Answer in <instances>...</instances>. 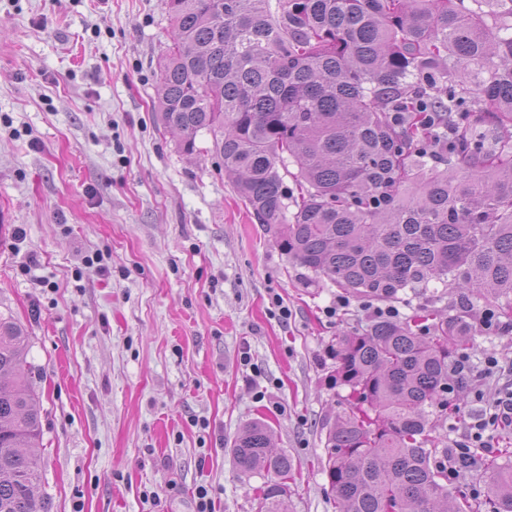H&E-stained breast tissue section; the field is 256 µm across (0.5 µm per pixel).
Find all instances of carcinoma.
<instances>
[{
	"mask_svg": "<svg viewBox=\"0 0 512 512\" xmlns=\"http://www.w3.org/2000/svg\"><path fill=\"white\" fill-rule=\"evenodd\" d=\"M174 28L158 115L225 176L288 259L340 291L394 302L440 285L512 321V0H162ZM403 112V122L395 113ZM423 112L454 130L432 157ZM293 161V196L281 171ZM295 211L288 213V205ZM466 312L380 317L336 334L347 407L322 423L339 512H512V466L482 496L448 488L434 417L460 385ZM29 336L0 312V512H40ZM264 478L255 512H288L295 460L254 419L231 448Z\"/></svg>",
	"mask_w": 512,
	"mask_h": 512,
	"instance_id": "obj_1",
	"label": "carcinoma"
}]
</instances>
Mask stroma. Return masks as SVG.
<instances>
[{
    "label": "stroma",
    "instance_id": "35a3bbf8",
    "mask_svg": "<svg viewBox=\"0 0 512 512\" xmlns=\"http://www.w3.org/2000/svg\"><path fill=\"white\" fill-rule=\"evenodd\" d=\"M172 44L161 0H0V311L29 329L42 434L32 450L45 512H255L262 477L230 448L264 417L293 457L289 512H338L320 465L321 425L346 405L328 346L368 324L362 298L292 263L257 224L200 133L177 148L158 123L160 64ZM103 253V266L87 265ZM455 315L458 294L405 292ZM470 385L438 427L468 445L470 418L512 392V327L484 329L470 300ZM452 478L483 489L481 462Z\"/></svg>",
    "mask_w": 512,
    "mask_h": 512
}]
</instances>
